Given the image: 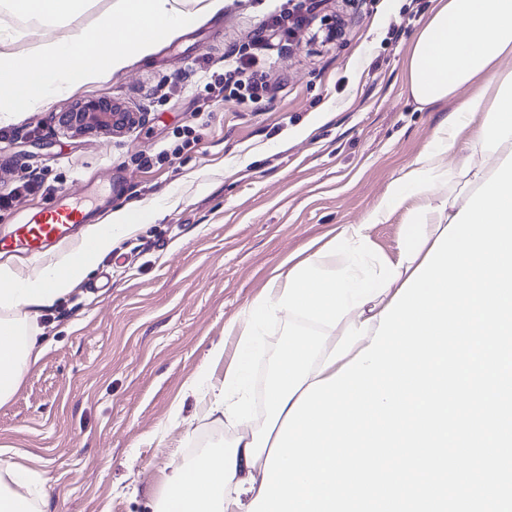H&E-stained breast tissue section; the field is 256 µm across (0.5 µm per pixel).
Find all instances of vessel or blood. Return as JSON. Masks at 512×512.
Returning <instances> with one entry per match:
<instances>
[{
    "mask_svg": "<svg viewBox=\"0 0 512 512\" xmlns=\"http://www.w3.org/2000/svg\"><path fill=\"white\" fill-rule=\"evenodd\" d=\"M81 219L80 207L60 204L48 211L42 222L18 225L9 238H0V251L42 253L48 246L69 238L72 225L80 223Z\"/></svg>",
    "mask_w": 512,
    "mask_h": 512,
    "instance_id": "obj_1",
    "label": "vessel or blood"
}]
</instances>
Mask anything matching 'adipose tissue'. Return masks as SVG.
Segmentation results:
<instances>
[{
	"label": "adipose tissue",
	"mask_w": 512,
	"mask_h": 512,
	"mask_svg": "<svg viewBox=\"0 0 512 512\" xmlns=\"http://www.w3.org/2000/svg\"><path fill=\"white\" fill-rule=\"evenodd\" d=\"M196 2L190 10L183 0H111L99 19L100 33L93 36L69 27L89 0H0L1 13L25 21L0 33V113L46 108L59 95L151 56L159 42L224 7V0ZM44 27L59 30V38L25 54L14 51L15 42ZM507 58H512V0H438L412 46L408 85L419 106L453 100L455 110L363 221L337 228L329 248L344 258L340 269L327 268L316 254L276 267L266 291L229 323V335L238 339L234 361L223 381L213 383L211 366L223 358L224 349H212L193 389L202 394L209 416L231 421L241 432L229 447L175 465L154 512H247L290 409L309 384L332 377L371 345L381 312L462 209V200L440 193L448 184L446 156L456 155L460 175L476 190L512 153V72L501 69ZM465 87L471 88L470 97L457 101ZM412 196L423 203L410 214V232L401 239L397 257L374 254L370 229ZM165 207L159 199L116 209L66 250L29 266L0 263V404L15 394L43 353L40 310L71 293L119 240ZM278 313L306 319L328 335L312 343L290 332L268 382V426L255 431L249 416L251 358L266 319Z\"/></svg>",
	"instance_id": "ef3b65f1"
}]
</instances>
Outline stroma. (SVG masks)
Instances as JSON below:
<instances>
[{"label": "stroma", "mask_w": 512, "mask_h": 512, "mask_svg": "<svg viewBox=\"0 0 512 512\" xmlns=\"http://www.w3.org/2000/svg\"><path fill=\"white\" fill-rule=\"evenodd\" d=\"M432 0H224L221 12L106 81L0 124V194L24 176L45 192L0 209V236L56 207L86 224L123 206L171 205L118 242L69 295L38 318L44 353L0 405V477L24 470L35 512H153L171 466L230 444L235 427L205 419L191 391L209 350L237 349L228 322L288 257L304 258L340 224L360 223L410 167L451 109H420L405 59ZM303 25L275 29L281 10ZM342 23L325 44L311 31ZM255 53L270 91L257 102L208 100L199 70L230 51ZM106 100L145 113L112 135L74 133L64 113ZM410 197L369 235L396 257ZM269 320L252 358L255 425L265 382L289 331Z\"/></svg>", "instance_id": "35a3bbf8"}]
</instances>
